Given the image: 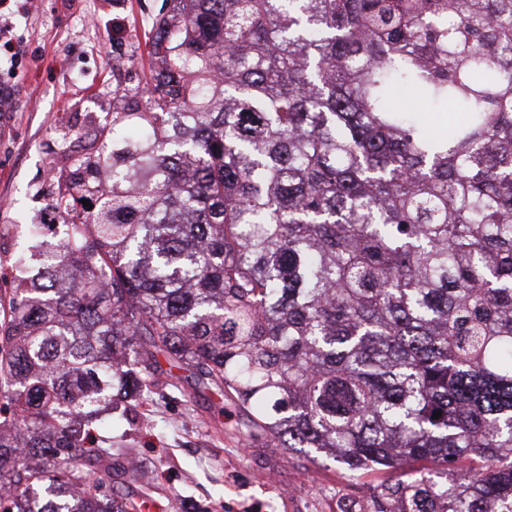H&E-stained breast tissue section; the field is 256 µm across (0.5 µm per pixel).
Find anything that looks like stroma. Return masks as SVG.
Segmentation results:
<instances>
[{"label": "stroma", "mask_w": 512, "mask_h": 512, "mask_svg": "<svg viewBox=\"0 0 512 512\" xmlns=\"http://www.w3.org/2000/svg\"><path fill=\"white\" fill-rule=\"evenodd\" d=\"M170 0H9L0 34V225L37 224L51 208L52 179L68 155H96L95 134L114 109L141 94L146 43ZM134 425L102 436L139 463L135 485L169 512H341L361 500L340 466L316 467L265 440L244 445L232 403L160 382Z\"/></svg>", "instance_id": "35a3bbf8"}]
</instances>
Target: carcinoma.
<instances>
[{"label":"carcinoma","mask_w":512,"mask_h":512,"mask_svg":"<svg viewBox=\"0 0 512 512\" xmlns=\"http://www.w3.org/2000/svg\"><path fill=\"white\" fill-rule=\"evenodd\" d=\"M149 47L0 266V512H142L94 426L174 368L366 512H512V0H174Z\"/></svg>","instance_id":"obj_1"}]
</instances>
